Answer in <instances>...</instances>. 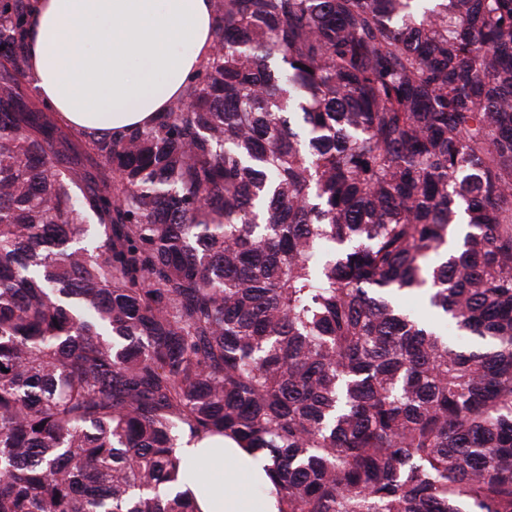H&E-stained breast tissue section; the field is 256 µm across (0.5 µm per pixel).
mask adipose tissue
Returning <instances> with one entry per match:
<instances>
[{"label": "adipose tissue", "instance_id": "ef3b65f1", "mask_svg": "<svg viewBox=\"0 0 512 512\" xmlns=\"http://www.w3.org/2000/svg\"><path fill=\"white\" fill-rule=\"evenodd\" d=\"M211 0H37L27 76L35 95L73 129L118 137L151 125L179 96L214 41ZM182 489L199 512H277L274 496L247 497L239 480L271 487L265 461L231 439L176 450ZM224 467L216 483L211 465Z\"/></svg>", "mask_w": 512, "mask_h": 512}]
</instances>
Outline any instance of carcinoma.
<instances>
[{
	"instance_id": "obj_1",
	"label": "carcinoma",
	"mask_w": 512,
	"mask_h": 512,
	"mask_svg": "<svg viewBox=\"0 0 512 512\" xmlns=\"http://www.w3.org/2000/svg\"><path fill=\"white\" fill-rule=\"evenodd\" d=\"M31 9L0 0V512H197L208 434L280 512H512V0H213L120 139L24 85Z\"/></svg>"
}]
</instances>
